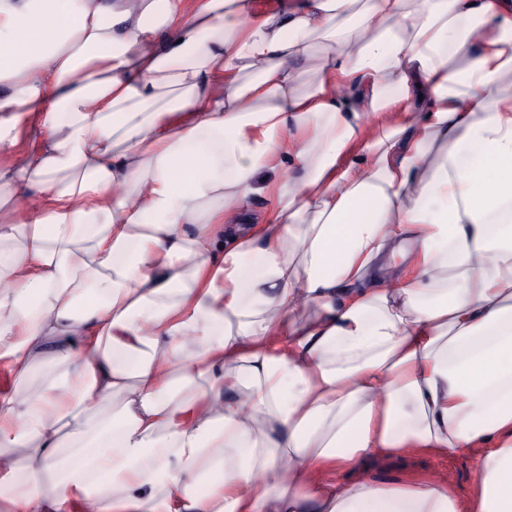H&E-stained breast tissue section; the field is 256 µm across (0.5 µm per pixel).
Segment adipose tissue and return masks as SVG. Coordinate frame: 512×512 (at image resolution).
Masks as SVG:
<instances>
[{
  "label": "adipose tissue",
  "mask_w": 512,
  "mask_h": 512,
  "mask_svg": "<svg viewBox=\"0 0 512 512\" xmlns=\"http://www.w3.org/2000/svg\"><path fill=\"white\" fill-rule=\"evenodd\" d=\"M0 361V512H512V0H0ZM437 473L449 479L464 502L477 479L475 461L466 454L453 458L430 455H407L370 460L362 476L375 483L405 482L426 473Z\"/></svg>",
  "instance_id": "adipose-tissue-1"
}]
</instances>
